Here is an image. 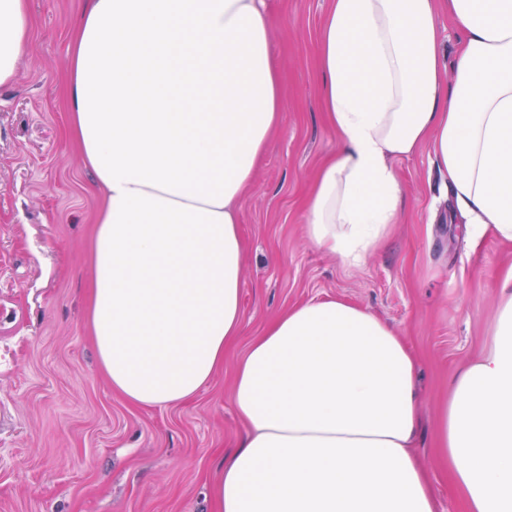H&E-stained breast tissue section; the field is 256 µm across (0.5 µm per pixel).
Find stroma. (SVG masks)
<instances>
[{"instance_id": "1", "label": "stroma", "mask_w": 512, "mask_h": 512, "mask_svg": "<svg viewBox=\"0 0 512 512\" xmlns=\"http://www.w3.org/2000/svg\"><path fill=\"white\" fill-rule=\"evenodd\" d=\"M328 0H264L282 122L239 203L242 333L192 399L138 408L113 393L86 333L94 177L60 97L82 0H30L32 39L0 88V512H210L208 489L243 427L236 359L288 307L335 298L395 328L417 357V452L442 512H463L434 452L458 371L489 350L512 244L468 234L430 147L393 163L396 224L361 262L313 244L304 200L339 142L321 105L317 31Z\"/></svg>"}]
</instances>
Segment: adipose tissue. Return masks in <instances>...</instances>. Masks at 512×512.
<instances>
[{
    "instance_id": "obj_1",
    "label": "adipose tissue",
    "mask_w": 512,
    "mask_h": 512,
    "mask_svg": "<svg viewBox=\"0 0 512 512\" xmlns=\"http://www.w3.org/2000/svg\"><path fill=\"white\" fill-rule=\"evenodd\" d=\"M458 47L446 57L436 19ZM32 35L0 0V87ZM263 0H84L67 61L69 131L102 192L87 328L113 391L195 396L241 333L239 201L282 120ZM341 144L307 201L311 241L361 261L398 217L393 160L431 146L472 232L512 242V0H328L317 40ZM490 353L463 367L436 451L465 512H512V277ZM409 345L368 310L312 300L234 370L246 434L212 512H437L413 450Z\"/></svg>"
}]
</instances>
